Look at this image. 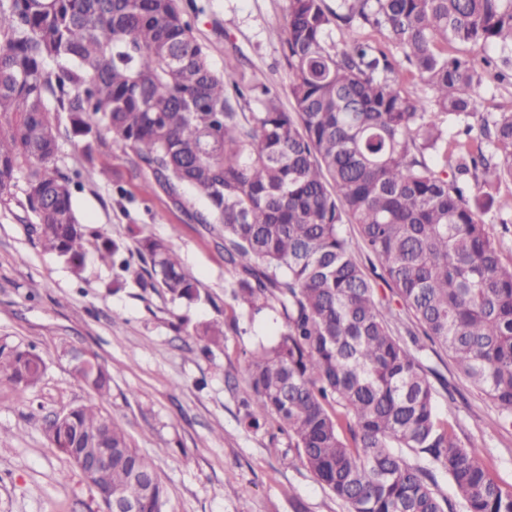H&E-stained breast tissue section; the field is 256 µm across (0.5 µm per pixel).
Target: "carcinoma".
Listing matches in <instances>:
<instances>
[{"mask_svg": "<svg viewBox=\"0 0 512 512\" xmlns=\"http://www.w3.org/2000/svg\"><path fill=\"white\" fill-rule=\"evenodd\" d=\"M195 0H0V200L27 169L24 195L44 250L82 271L87 229L72 179L50 171L69 117L93 162L102 125L130 148L185 209L235 273L230 298L242 311L275 305L278 337L259 342L245 371L243 421L277 424L300 463L348 512H448L437 475L463 512H512V490L482 466L437 410L419 339L395 335L391 308L373 278L395 290L412 322L512 426V264L501 260L485 216L512 224V111L476 112L498 81L495 46L512 54V0H289L279 39L292 110L262 88L264 111H239L259 85L233 67L218 75L193 35ZM427 87L409 97L402 73ZM458 124L448 135L444 118ZM358 226L375 257L357 261L342 226ZM131 269L104 240L98 258L132 272L139 287L173 300L200 298L198 282L163 239L142 235ZM223 325L201 324L204 349ZM90 390L112 375L86 354L73 365ZM45 372L32 348L0 345V384L35 386ZM103 436L112 465L101 479L164 512L166 487L151 459L99 409L82 405L46 428L73 457Z\"/></svg>", "mask_w": 512, "mask_h": 512, "instance_id": "cac0c4a2", "label": "carcinoma"}]
</instances>
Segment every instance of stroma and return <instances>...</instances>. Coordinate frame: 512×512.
<instances>
[{"label":"stroma","instance_id":"stroma-1","mask_svg":"<svg viewBox=\"0 0 512 512\" xmlns=\"http://www.w3.org/2000/svg\"><path fill=\"white\" fill-rule=\"evenodd\" d=\"M194 35L215 70L234 66L239 83H263L290 107L288 72L277 36L288 0H195ZM54 169L79 173L73 201L90 232L85 268L74 274L44 251L31 229L22 187L0 204V345L32 346L46 371L34 387L0 386V512H101L95 489L52 448L53 415L93 404L111 415L132 445L149 456L167 489L165 512H346L345 505L294 463L286 436L247 430L240 401L250 392L244 358L279 333L267 309L240 313L229 296L232 274L209 233L139 167L134 153L102 135L86 163L62 121ZM169 241L199 283L191 304L140 288L102 263L99 237L136 260L137 234ZM236 322L221 345L203 351L188 326ZM92 352L112 372L98 395L74 375L69 349ZM439 411L463 444L482 448V464L512 488V427L457 371L426 345Z\"/></svg>","mask_w":512,"mask_h":512}]
</instances>
